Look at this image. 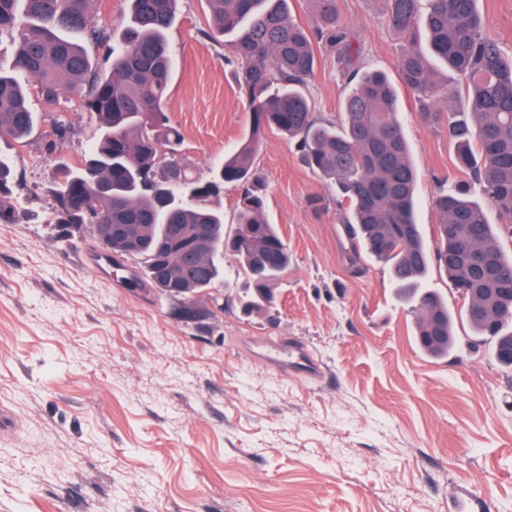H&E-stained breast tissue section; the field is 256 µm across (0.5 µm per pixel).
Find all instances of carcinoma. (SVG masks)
I'll return each mask as SVG.
<instances>
[{"label":"carcinoma","mask_w":512,"mask_h":512,"mask_svg":"<svg viewBox=\"0 0 512 512\" xmlns=\"http://www.w3.org/2000/svg\"><path fill=\"white\" fill-rule=\"evenodd\" d=\"M119 42L98 25L95 0H0V139L22 140L37 127L27 86L48 104L83 89L82 108L96 123L97 140L82 164L62 162L50 187V220L71 224H127L138 237L161 243L170 227L198 228L211 251L197 259L190 285L197 293L222 275L220 256L231 254L257 293L243 304L259 312L274 302L273 284L288 266V244L265 213L251 158L265 134L276 129L298 142L304 163L336 182L342 230L356 257L389 266L398 297L417 313L415 338L434 357L459 344L448 302L424 286L431 266L454 288L471 278V260L512 269L502 233L488 209L512 217V52L490 37L478 0H384L387 25L403 41L397 80L367 69L363 51L340 24L335 0H313L316 19L306 30L288 0H207L214 33L231 37L238 85L249 106V129L224 155L214 179L188 174L177 160L182 137L165 113L173 59L167 34L177 0H128ZM83 32L86 44L72 39ZM336 53L349 91L340 121H321L304 88L316 57L312 39ZM107 45L111 72L92 70L90 50ZM435 58L465 80L448 93L431 65ZM432 100L425 122L448 118V140L469 179L436 197L439 223L432 241L415 215L417 170L398 116L396 84ZM19 173L0 155V224H15L14 188ZM109 190L96 188L99 183ZM242 187L234 229L224 232V213L210 198L224 184ZM478 315L465 308L470 347L491 344L492 358L512 368V289Z\"/></svg>","instance_id":"1"}]
</instances>
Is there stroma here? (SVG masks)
Here are the masks:
<instances>
[{
    "label": "stroma",
    "instance_id": "stroma-1",
    "mask_svg": "<svg viewBox=\"0 0 512 512\" xmlns=\"http://www.w3.org/2000/svg\"><path fill=\"white\" fill-rule=\"evenodd\" d=\"M336 5L367 66L394 73L402 43L382 0ZM209 24L206 0H178L168 34L166 111L182 164L204 180L249 122L231 48ZM315 54L306 91L334 120L347 87L335 53ZM81 96L32 95L37 131L0 141L23 174L20 219L0 224V512H512V372L484 348L437 358L417 346L388 268L351 265L336 186L288 137L268 132L252 159L291 254L264 311H243L253 286L232 256L187 317L120 270L93 271L91 241L60 240L44 221L55 167L79 164L97 137ZM422 108L400 90L429 237L439 188L464 174L445 123L427 125Z\"/></svg>",
    "mask_w": 512,
    "mask_h": 512
}]
</instances>
